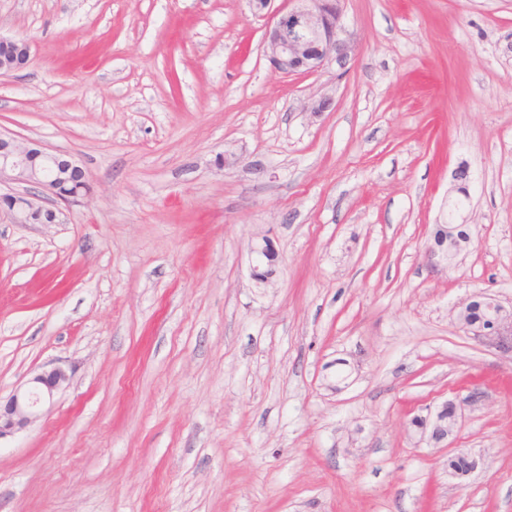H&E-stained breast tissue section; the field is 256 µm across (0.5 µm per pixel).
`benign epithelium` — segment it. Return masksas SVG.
<instances>
[{"label": "benign epithelium", "instance_id": "7a95c632", "mask_svg": "<svg viewBox=\"0 0 512 512\" xmlns=\"http://www.w3.org/2000/svg\"><path fill=\"white\" fill-rule=\"evenodd\" d=\"M297 5L284 8L278 19L265 33V52L273 68L285 76L316 74L336 70L342 74L355 53L354 41L346 34L342 22L343 0H295ZM30 57V41L24 36H0V74L23 68ZM86 178L85 170L72 156L50 153L30 140L0 137V182L31 186L40 190L8 195L0 199L17 224L31 223L32 215L44 216V223L61 221L62 210L46 205L45 194L55 202H75L80 197L70 187ZM448 236L441 244L430 247L427 258L437 268L448 264L457 240L453 225H448ZM484 304L493 319L486 328L470 322L465 315L467 304L458 313L459 322L479 343L512 355V312L494 299L485 298ZM69 381V374L61 366L44 369L34 375L24 389L15 391L5 404H0V439L23 431L39 417L43 405L53 401L55 394ZM457 425V407L443 405L431 425L430 436L441 441ZM461 456L465 464L450 467L451 476L464 479L478 466V461L467 451L458 448L452 457Z\"/></svg>", "mask_w": 512, "mask_h": 512}]
</instances>
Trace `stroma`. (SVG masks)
I'll return each instance as SVG.
<instances>
[{
  "mask_svg": "<svg viewBox=\"0 0 512 512\" xmlns=\"http://www.w3.org/2000/svg\"><path fill=\"white\" fill-rule=\"evenodd\" d=\"M283 6L0 0L31 42L0 133L90 185L59 224L0 211V397L70 374L0 440V512H512V357L457 319L512 305V0H345L340 77L272 68ZM447 232L448 236L441 241V244H436L427 251V258L432 267L438 268L442 264L448 267V262L452 259L453 249L457 246L455 230L452 224H448ZM448 409L450 414L448 415ZM457 425V407L454 403H446L437 413L435 420L431 425L430 436L436 441L448 438Z\"/></svg>",
  "mask_w": 512,
  "mask_h": 512,
  "instance_id": "obj_1",
  "label": "stroma"
}]
</instances>
